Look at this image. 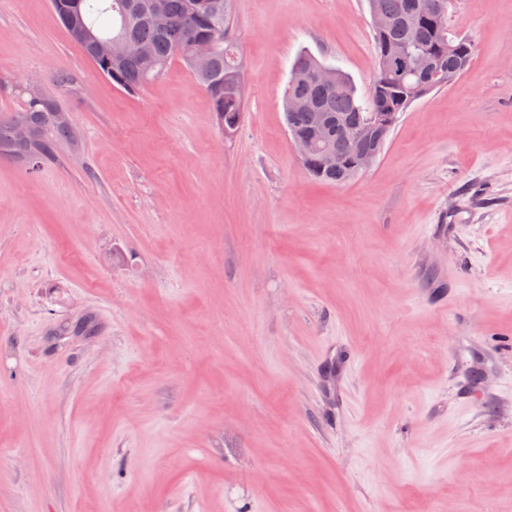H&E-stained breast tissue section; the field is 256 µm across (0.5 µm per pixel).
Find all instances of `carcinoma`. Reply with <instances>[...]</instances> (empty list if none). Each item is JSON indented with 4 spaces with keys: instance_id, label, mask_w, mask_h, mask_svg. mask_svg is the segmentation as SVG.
<instances>
[{
    "instance_id": "obj_1",
    "label": "carcinoma",
    "mask_w": 512,
    "mask_h": 512,
    "mask_svg": "<svg viewBox=\"0 0 512 512\" xmlns=\"http://www.w3.org/2000/svg\"><path fill=\"white\" fill-rule=\"evenodd\" d=\"M239 0H50L70 39L95 69L112 84L136 94L178 60L209 95L217 124L224 134L238 129L244 117V66L234 18ZM370 14L388 21L374 30L375 67L366 96L360 97L350 77L333 68L328 83L317 77L325 67L309 52L300 53L291 68L285 91L284 116L292 136L307 138L315 114L330 122L331 149L337 164H325L318 152L301 160L308 177L343 184L358 174L353 167L360 154L382 153L401 115L417 100L448 86L470 67L475 46L452 33L448 9L453 0H368ZM161 5L167 27L153 22V7ZM125 39L144 48L142 54L112 56V41ZM201 39L213 43L212 57L203 70L192 62V47ZM397 61L399 69L384 70L381 60ZM22 112L0 113V156L35 170L50 160L56 145L79 141L70 118L53 119L59 111L54 98L40 90L27 91ZM25 118L34 129L26 141L18 138L16 120ZM364 133L346 136L342 126Z\"/></svg>"
}]
</instances>
